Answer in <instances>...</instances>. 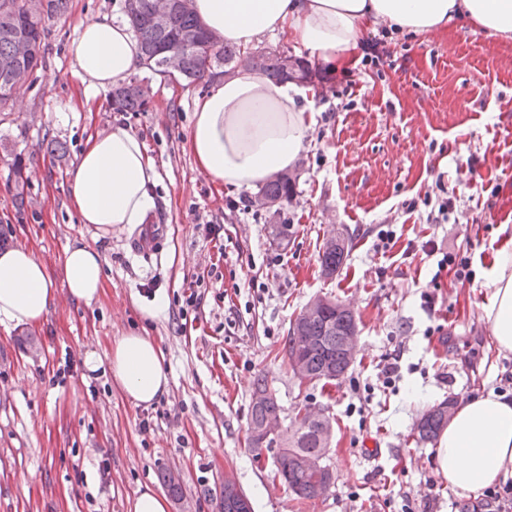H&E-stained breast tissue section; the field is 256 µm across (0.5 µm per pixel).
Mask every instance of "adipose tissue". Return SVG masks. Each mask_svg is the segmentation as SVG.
<instances>
[{"label":"adipose tissue","mask_w":512,"mask_h":512,"mask_svg":"<svg viewBox=\"0 0 512 512\" xmlns=\"http://www.w3.org/2000/svg\"><path fill=\"white\" fill-rule=\"evenodd\" d=\"M193 6L219 41L249 49L264 35H278L335 70L353 61L362 32L380 23L425 35L466 18L491 36L512 40V0H193ZM68 52L88 99L125 80L142 60L133 33L109 16L80 23ZM314 96L313 88L238 70L195 100L186 148L213 183L256 189L294 168L308 147ZM157 183L143 141L115 125L87 136L68 195L79 223L105 236L151 221ZM62 265L74 299H99L104 273L96 248L70 246ZM483 286L492 338L499 350L512 352V238L496 252ZM54 297L48 269L32 250L0 251V322L39 325ZM109 370L134 405L151 404L168 390L163 351L148 332L118 337ZM436 459L449 487L463 492L511 478L512 399L490 390L461 404L439 436Z\"/></svg>","instance_id":"adipose-tissue-1"}]
</instances>
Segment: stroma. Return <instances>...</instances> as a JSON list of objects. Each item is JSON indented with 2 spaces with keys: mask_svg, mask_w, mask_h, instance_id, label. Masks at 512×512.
<instances>
[{
  "mask_svg": "<svg viewBox=\"0 0 512 512\" xmlns=\"http://www.w3.org/2000/svg\"><path fill=\"white\" fill-rule=\"evenodd\" d=\"M124 5L69 0L66 15L45 23L42 68L0 108V238L32 247L57 289L40 326L0 323V512H130L139 488L166 492L167 474L180 484L169 512H221L228 473L252 512H450L435 445L418 441L414 426L449 397L485 389L512 397V353L491 338L481 286L502 225H512V41L467 20L389 38L384 74L361 69L342 96L315 97L295 196L274 214L248 206V191L216 190L185 149L204 84L156 77L147 111H115L103 91L91 111L55 114L76 93L68 46L79 24L123 20ZM117 123L144 141L160 173L155 201L166 230L151 256L131 247L138 228L97 236L69 202L88 133ZM18 157L28 178L21 200ZM428 196L449 199L447 222L428 221ZM211 224L219 237L209 236ZM276 224L287 225V241L273 235ZM382 229L395 233L383 249ZM334 230L352 247L327 276L320 255ZM427 240L436 254L418 251ZM82 243L104 259L106 287L91 304L68 295L60 264ZM446 252L468 259L469 280L438 271ZM195 286L203 299L194 308L185 298ZM316 295L352 309L359 341L343 376L305 386L286 348L291 323ZM161 297L166 309L148 317ZM143 329L164 351L169 391L137 406L108 364L114 340ZM466 342L479 353L476 367L463 361ZM393 357L400 371L387 389L381 369ZM259 375L283 426L306 405L332 419L325 463L334 484L325 496L300 500L273 480L272 462L255 461L248 422Z\"/></svg>",
  "mask_w": 512,
  "mask_h": 512,
  "instance_id": "35a3bbf8",
  "label": "stroma"
}]
</instances>
